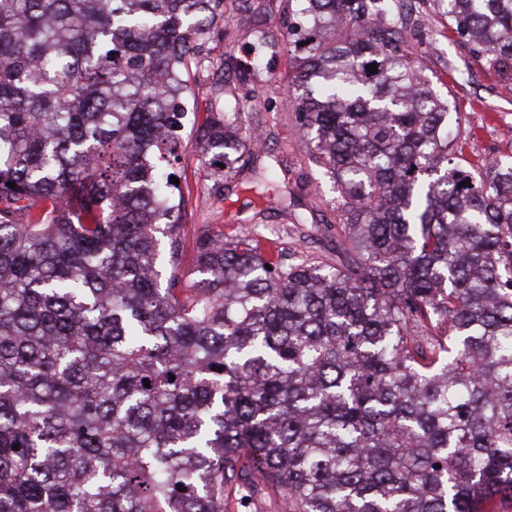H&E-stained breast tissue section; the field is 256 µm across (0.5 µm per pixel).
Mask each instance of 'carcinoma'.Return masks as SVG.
Here are the masks:
<instances>
[{
	"instance_id": "1",
	"label": "carcinoma",
	"mask_w": 512,
	"mask_h": 512,
	"mask_svg": "<svg viewBox=\"0 0 512 512\" xmlns=\"http://www.w3.org/2000/svg\"><path fill=\"white\" fill-rule=\"evenodd\" d=\"M421 2L512 82V0ZM407 3L280 15L336 260L203 230L194 278L170 178L224 0H0V512H226L236 480L287 512L512 495V159L466 167ZM251 99L197 129L219 186L265 149ZM280 182L251 170L302 242Z\"/></svg>"
}]
</instances>
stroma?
<instances>
[{
  "instance_id": "1",
  "label": "stroma",
  "mask_w": 512,
  "mask_h": 512,
  "mask_svg": "<svg viewBox=\"0 0 512 512\" xmlns=\"http://www.w3.org/2000/svg\"><path fill=\"white\" fill-rule=\"evenodd\" d=\"M249 26L266 29L278 39L284 36L278 13L252 14L246 12L243 0H224V16L207 37L216 66L188 73L189 96L200 107L208 101L213 88L233 87L240 72L253 64L256 53L243 33ZM408 36L412 42L423 43L431 86L447 99L451 112L460 117L452 130L465 158L476 163L512 154V85L473 55L447 18L428 5H421L418 25ZM289 67L287 53H280L271 71L260 77L256 96L246 110V125L268 137V151L258 156V166L272 163L277 156L288 161L290 172L279 190L282 199H294L308 219L309 239L303 244V251L332 255L336 252L342 209L332 180L309 164L297 134L294 102L288 91ZM200 154L194 128H186L183 162L176 169L179 189L188 202L189 216L182 230L186 242H193L204 226L215 234L226 232L225 215L229 212H242L245 218L262 223L264 231L279 229L281 218L276 212L263 213L252 206L253 194L245 185V176L225 182L223 200L211 198L210 183L198 161Z\"/></svg>"
}]
</instances>
